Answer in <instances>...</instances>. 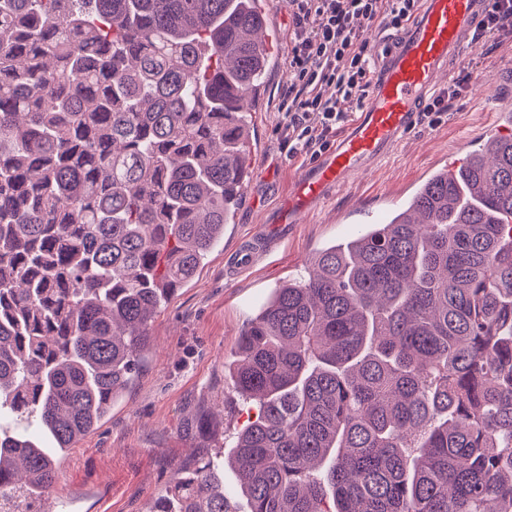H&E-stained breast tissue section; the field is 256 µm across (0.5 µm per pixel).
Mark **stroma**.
Segmentation results:
<instances>
[{
    "mask_svg": "<svg viewBox=\"0 0 512 512\" xmlns=\"http://www.w3.org/2000/svg\"><path fill=\"white\" fill-rule=\"evenodd\" d=\"M260 3L271 20L280 65L266 79L263 109L250 115L254 151L246 202L193 281L156 314L150 347L122 398L63 457L47 503L50 512H148L178 469L202 456L222 465L226 447L248 419L224 365L273 289L303 275L315 251L353 238L361 213L402 208L430 173L465 158L466 136H485L498 113L512 106L508 99L493 104L485 96L487 89L512 81V41L488 51L466 47L447 76L455 78L467 67L473 76L441 124L415 129L390 159L359 176L306 222L289 225L287 237L272 242L252 270L230 274L226 253L259 232L266 210L287 194L307 163L301 156L289 158L277 131L278 104L288 83V2Z\"/></svg>",
    "mask_w": 512,
    "mask_h": 512,
    "instance_id": "35a3bbf8",
    "label": "stroma"
}]
</instances>
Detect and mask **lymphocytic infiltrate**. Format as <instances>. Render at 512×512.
Here are the masks:
<instances>
[{"instance_id":"lymphocytic-infiltrate-1","label":"lymphocytic infiltrate","mask_w":512,"mask_h":512,"mask_svg":"<svg viewBox=\"0 0 512 512\" xmlns=\"http://www.w3.org/2000/svg\"><path fill=\"white\" fill-rule=\"evenodd\" d=\"M420 0H288V87L278 110L289 156L316 157L352 121L376 71L368 35L400 31ZM512 40V0H491L470 41L484 47Z\"/></svg>"}]
</instances>
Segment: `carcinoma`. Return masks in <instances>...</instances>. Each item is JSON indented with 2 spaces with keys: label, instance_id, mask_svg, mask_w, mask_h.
<instances>
[{
  "label": "carcinoma",
  "instance_id": "1",
  "mask_svg": "<svg viewBox=\"0 0 512 512\" xmlns=\"http://www.w3.org/2000/svg\"><path fill=\"white\" fill-rule=\"evenodd\" d=\"M258 0H0V512L50 497L250 177ZM316 251L241 331L255 414L153 512H512V137Z\"/></svg>",
  "mask_w": 512,
  "mask_h": 512
}]
</instances>
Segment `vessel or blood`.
I'll use <instances>...</instances> for the list:
<instances>
[{"mask_svg":"<svg viewBox=\"0 0 512 512\" xmlns=\"http://www.w3.org/2000/svg\"><path fill=\"white\" fill-rule=\"evenodd\" d=\"M488 0H421L408 27L383 37L367 101L333 143L296 175L268 211L270 226L300 224L358 176L388 158L417 126L419 111L459 58Z\"/></svg>","mask_w":512,"mask_h":512,"instance_id":"obj_1","label":"vessel or blood"}]
</instances>
